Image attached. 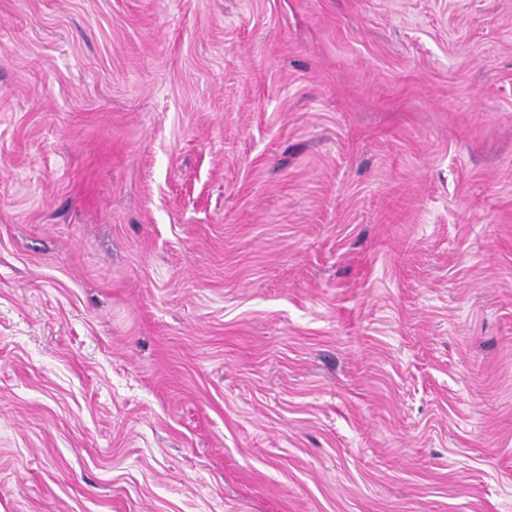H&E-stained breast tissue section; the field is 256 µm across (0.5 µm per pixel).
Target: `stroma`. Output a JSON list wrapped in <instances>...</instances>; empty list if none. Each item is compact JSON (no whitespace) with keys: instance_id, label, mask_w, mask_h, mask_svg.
<instances>
[{"instance_id":"obj_1","label":"stroma","mask_w":512,"mask_h":512,"mask_svg":"<svg viewBox=\"0 0 512 512\" xmlns=\"http://www.w3.org/2000/svg\"><path fill=\"white\" fill-rule=\"evenodd\" d=\"M0 512H512V0H0Z\"/></svg>"}]
</instances>
